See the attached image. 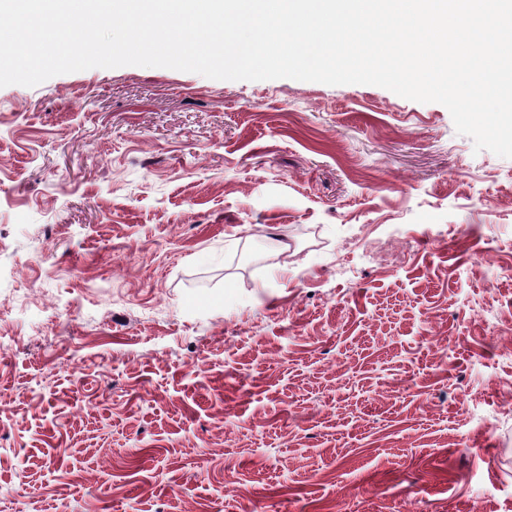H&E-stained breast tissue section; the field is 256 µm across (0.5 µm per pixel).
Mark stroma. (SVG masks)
Segmentation results:
<instances>
[{"label":"stroma","instance_id":"1","mask_svg":"<svg viewBox=\"0 0 512 512\" xmlns=\"http://www.w3.org/2000/svg\"><path fill=\"white\" fill-rule=\"evenodd\" d=\"M256 507L512 512V158L374 85L0 88V512Z\"/></svg>","mask_w":512,"mask_h":512}]
</instances>
